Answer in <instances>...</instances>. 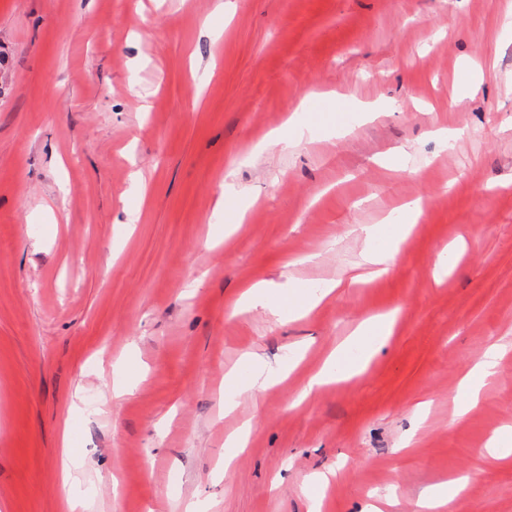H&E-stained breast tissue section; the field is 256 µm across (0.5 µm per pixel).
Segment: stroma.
I'll return each instance as SVG.
<instances>
[{"label":"stroma","instance_id":"stroma-1","mask_svg":"<svg viewBox=\"0 0 512 512\" xmlns=\"http://www.w3.org/2000/svg\"><path fill=\"white\" fill-rule=\"evenodd\" d=\"M312 90L336 95L312 138L253 152ZM229 187L258 201L228 237ZM420 196L390 272L348 284L388 243L356 226ZM332 279L303 318L234 310L248 283ZM390 310L364 374L297 401ZM496 343L497 378L453 417ZM248 351L291 369L255 399L223 387ZM118 373L133 391L116 402ZM497 434L512 442V0H0V512H417L463 476L453 512H512ZM250 432L251 425L246 423L242 425L237 432L228 436L224 446L230 450L227 452L225 451L224 453V465L218 468L213 474L216 480L221 481L224 477V473L225 475L228 473L233 458L237 455L241 448H245Z\"/></svg>","mask_w":512,"mask_h":512}]
</instances>
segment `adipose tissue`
Segmentation results:
<instances>
[{"label":"adipose tissue","instance_id":"1","mask_svg":"<svg viewBox=\"0 0 512 512\" xmlns=\"http://www.w3.org/2000/svg\"><path fill=\"white\" fill-rule=\"evenodd\" d=\"M404 222L397 224L390 248L383 253L367 255L366 262L372 273L382 276L388 273L401 244L406 240L412 227L423 212L422 200L402 204ZM335 289L334 284L322 287L319 293L309 295L296 289L277 291L266 284L247 287L238 298L242 308L261 307L280 320H290L308 314L324 297ZM396 319L393 314L376 315L364 321L356 330L348 347L339 350L326 363L320 373L310 379L304 387V394H311L316 388L334 380L337 374L353 377L364 373L373 356L393 335ZM497 365L496 350H489L468 372L457 389L453 401L459 413H466L476 405L483 387L494 377ZM278 381L277 373L265 370L254 353H246L238 367L224 376V383L236 395H257Z\"/></svg>","mask_w":512,"mask_h":512}]
</instances>
